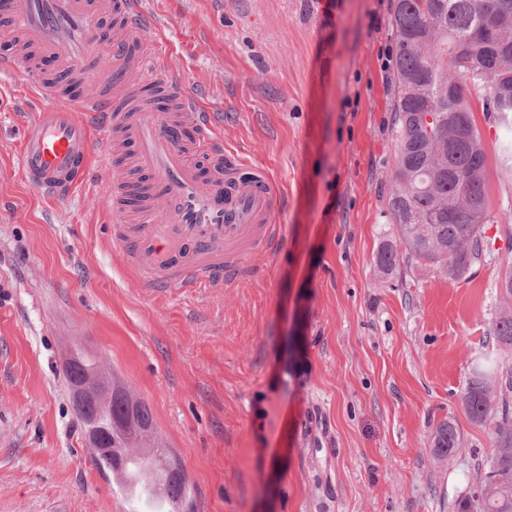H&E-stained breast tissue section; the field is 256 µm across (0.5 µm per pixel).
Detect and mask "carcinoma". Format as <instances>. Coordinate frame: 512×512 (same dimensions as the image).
Masks as SVG:
<instances>
[{
    "instance_id": "cac0c4a2",
    "label": "carcinoma",
    "mask_w": 512,
    "mask_h": 512,
    "mask_svg": "<svg viewBox=\"0 0 512 512\" xmlns=\"http://www.w3.org/2000/svg\"><path fill=\"white\" fill-rule=\"evenodd\" d=\"M392 26L398 95L389 212L409 260L460 280L480 259L483 225L492 217L485 148L459 79L484 89L482 111L503 131L500 160L512 169V0H396ZM398 261L393 247L376 254L384 270ZM494 336L512 348L511 315L498 319ZM461 400L473 425L493 431L474 509L512 512V371L488 356L476 359ZM434 448L445 458L459 450L460 435L451 422L437 427ZM141 453L152 462L121 468L105 454L94 462L149 512L185 498L189 486L181 479L164 484L161 492L141 480L152 470L165 477L157 450L148 445Z\"/></svg>"
}]
</instances>
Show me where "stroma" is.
Wrapping results in <instances>:
<instances>
[{
	"label": "stroma",
	"mask_w": 512,
	"mask_h": 512,
	"mask_svg": "<svg viewBox=\"0 0 512 512\" xmlns=\"http://www.w3.org/2000/svg\"><path fill=\"white\" fill-rule=\"evenodd\" d=\"M147 38L196 94L224 150L281 191L284 247L251 276L176 294L136 278L103 190L133 143L66 200L23 179L36 99L0 75V512H131L92 464L65 363L81 345L151 410L190 492L180 512H461L493 445L461 395L491 353L512 269V171L469 88L494 223L467 278L401 260L388 208L397 95L395 0H144ZM452 421L461 450L434 453Z\"/></svg>",
	"instance_id": "1"
}]
</instances>
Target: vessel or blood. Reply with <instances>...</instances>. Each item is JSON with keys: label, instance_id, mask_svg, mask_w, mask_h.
<instances>
[{"label": "vessel or blood", "instance_id": "vessel-or-blood-1", "mask_svg": "<svg viewBox=\"0 0 512 512\" xmlns=\"http://www.w3.org/2000/svg\"><path fill=\"white\" fill-rule=\"evenodd\" d=\"M108 14L120 35L104 37ZM144 25L142 0H0V39L18 47L0 57V73L28 81L42 105L21 136L22 172L37 190L68 198L91 179V128L126 134L138 148L133 168L152 181L130 210L123 181L106 193L123 257L154 288H221L244 277L252 253L278 250L280 189L269 173L225 154L214 114L166 74V48L140 38ZM46 58L54 73L39 72ZM160 93L164 113L154 108ZM186 125L196 131L190 144L181 140ZM198 156L210 180L198 177Z\"/></svg>", "mask_w": 512, "mask_h": 512}]
</instances>
